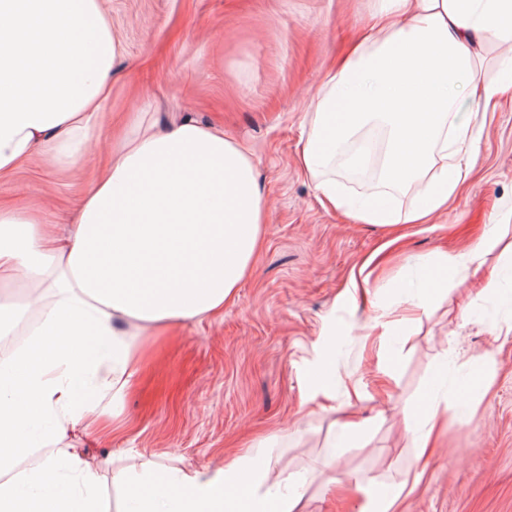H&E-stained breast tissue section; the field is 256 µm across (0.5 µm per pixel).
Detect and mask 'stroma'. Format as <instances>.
Instances as JSON below:
<instances>
[{
    "mask_svg": "<svg viewBox=\"0 0 512 512\" xmlns=\"http://www.w3.org/2000/svg\"><path fill=\"white\" fill-rule=\"evenodd\" d=\"M378 0H102L123 48L115 112L172 113L232 133L251 152L268 205L255 269L223 315L160 340L136 389L118 403V435L69 431L65 448L97 464L112 455L216 471L273 435L269 481L295 476L300 512H512V98L478 118L481 152L469 181L428 224L354 223L323 206L296 165L305 116L327 67ZM85 176L41 162L0 181V204L43 208L64 223ZM499 246L479 272L461 269L403 322L440 257L488 235ZM370 262L368 288L350 285ZM334 381L316 388L319 359ZM482 375L468 408L456 385ZM448 407L428 461L416 458L406 409ZM362 433L329 457L342 422Z\"/></svg>",
    "mask_w": 512,
    "mask_h": 512,
    "instance_id": "1",
    "label": "stroma"
}]
</instances>
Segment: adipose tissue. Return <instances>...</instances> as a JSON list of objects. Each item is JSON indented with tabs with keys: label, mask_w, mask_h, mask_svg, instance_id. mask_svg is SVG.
<instances>
[{
	"label": "adipose tissue",
	"mask_w": 512,
	"mask_h": 512,
	"mask_svg": "<svg viewBox=\"0 0 512 512\" xmlns=\"http://www.w3.org/2000/svg\"><path fill=\"white\" fill-rule=\"evenodd\" d=\"M512 49V0H381L374 23L328 69L297 155L321 201L359 224L429 223L447 209L479 146L467 101L512 91V59L481 80L489 48ZM121 67L120 43L100 0H0V179L38 158L84 170L105 140V165L68 223L48 230L23 208H0V272L47 289L26 343L0 358V512H105L100 466L61 447L91 417L116 429L106 397L141 373L147 345L177 325L220 313L249 275L266 224L264 189L248 151L191 119L166 125L143 112L106 134L105 108ZM374 117L388 127L372 196L323 177L336 150ZM419 189L399 213L395 191ZM484 239L444 255L412 306L425 311L454 270L481 265ZM52 452L10 473L32 448ZM118 512H294L287 479L266 482L270 458L244 457L209 473L112 458Z\"/></svg>",
	"instance_id": "ef3b65f1"
}]
</instances>
